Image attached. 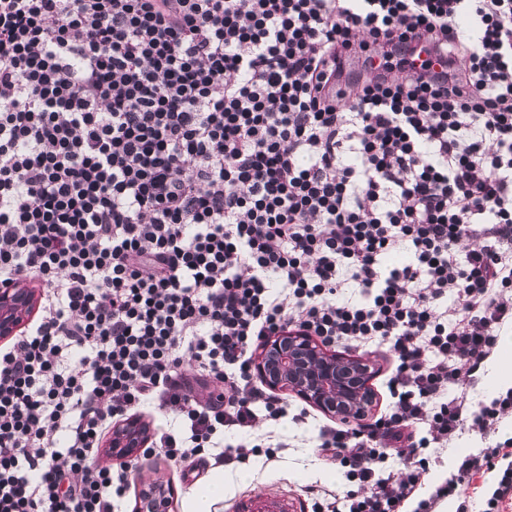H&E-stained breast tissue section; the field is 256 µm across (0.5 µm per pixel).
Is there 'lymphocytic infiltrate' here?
Here are the masks:
<instances>
[{"label":"lymphocytic infiltrate","mask_w":512,"mask_h":512,"mask_svg":"<svg viewBox=\"0 0 512 512\" xmlns=\"http://www.w3.org/2000/svg\"><path fill=\"white\" fill-rule=\"evenodd\" d=\"M26 280L0 512H119L139 461L99 449L147 406L169 461H248L224 434L289 414L251 363L290 327L395 363L384 415L320 428L353 488L314 512L493 472L500 512L512 437L419 492L428 450L512 416L465 389L512 325V0H0V287Z\"/></svg>","instance_id":"f902f5d3"}]
</instances>
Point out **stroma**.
I'll return each mask as SVG.
<instances>
[{
	"mask_svg": "<svg viewBox=\"0 0 512 512\" xmlns=\"http://www.w3.org/2000/svg\"><path fill=\"white\" fill-rule=\"evenodd\" d=\"M333 352L346 358H365L373 362L377 371L372 380V388L376 394L373 411L378 414L385 410L390 403L385 378L390 373L392 364L384 350L375 347L355 349L337 346ZM282 398L288 403L289 415L283 418L278 426L271 427L259 421L239 433L240 438L246 440L278 443L279 448L275 456L269 459L259 455L251 457L243 466H225L224 498L213 505L212 512H235L236 503L240 498L259 493L287 495L295 512H311L309 487L316 486L335 494L347 490L345 479L332 478V465L321 460L314 448L319 427L332 424V417L315 407L306 406L294 393H283ZM302 408L307 411L306 419L301 422L293 421V413ZM510 437L512 417L504 418L495 432L485 438L472 432H463L438 460L431 463L430 472L434 475L441 472L454 475L460 455L473 452L486 443L501 442ZM209 474V467L192 462L175 466L170 464L163 454H154L149 459L141 461L138 472L130 475L129 485L122 499V512H133L141 490L139 481L143 478L171 484L175 489L171 512H190V491L205 481Z\"/></svg>",
	"mask_w": 512,
	"mask_h": 512,
	"instance_id": "35a3bbf8",
	"label": "stroma"
}]
</instances>
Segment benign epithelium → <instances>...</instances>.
Instances as JSON below:
<instances>
[{
    "mask_svg": "<svg viewBox=\"0 0 512 512\" xmlns=\"http://www.w3.org/2000/svg\"><path fill=\"white\" fill-rule=\"evenodd\" d=\"M36 291L25 285L0 289V338L15 335L36 307ZM256 372L275 391H289L344 423L366 419L375 403L370 385L375 370L367 360L347 359L324 351L302 332L283 333L262 346ZM149 443L135 420L112 431L109 452L127 457ZM174 490L159 481H142L136 512H169Z\"/></svg>",
    "mask_w": 512,
    "mask_h": 512,
    "instance_id": "7a95c632",
    "label": "benign epithelium"
}]
</instances>
